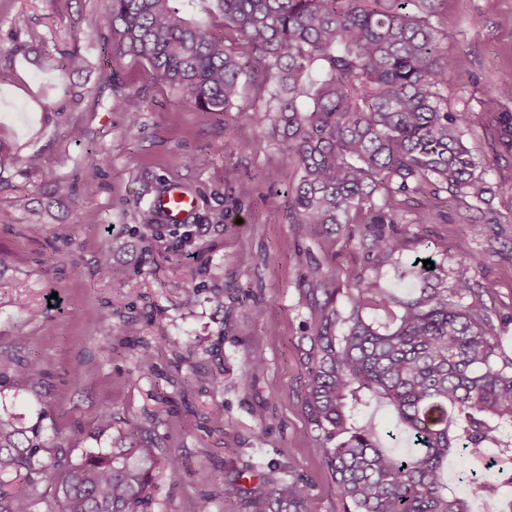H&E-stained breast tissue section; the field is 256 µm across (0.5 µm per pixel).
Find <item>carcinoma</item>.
<instances>
[{
	"label": "carcinoma",
	"mask_w": 512,
	"mask_h": 512,
	"mask_svg": "<svg viewBox=\"0 0 512 512\" xmlns=\"http://www.w3.org/2000/svg\"><path fill=\"white\" fill-rule=\"evenodd\" d=\"M181 0H110L112 49L146 62L186 101L206 112H226L244 87L267 91L256 123L280 137L299 168L288 198V223L360 224L367 260L400 256L428 221L409 212L418 196L439 204L451 194L479 209L488 191L468 148L458 138L467 113L450 112L441 90L447 67L438 56L440 0H212L224 31L184 19ZM66 52L54 67L82 66ZM422 287L396 296L380 287L378 269L361 270L342 288L315 276L309 293L315 318L303 353V407L320 432V451L336 483L341 512H470L469 499L489 492L479 478L469 494L448 489L452 450L499 455L512 448V358L494 336L493 315L478 288L459 278L430 286L436 270L411 262ZM349 309L337 306L339 296ZM383 311L388 322L365 315ZM384 400L411 443L405 455L380 445L361 423L369 400ZM89 438L78 427L54 444L27 429L12 405L0 403V512H34L27 486L41 475L59 512H147L148 488L179 464L151 438V425L132 423L112 451L68 465L66 449ZM262 507L251 512H308L295 471L274 470Z\"/></svg>",
	"instance_id": "obj_1"
}]
</instances>
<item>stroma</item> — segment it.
Masks as SVG:
<instances>
[{
  "instance_id": "obj_1",
  "label": "stroma",
  "mask_w": 512,
  "mask_h": 512,
  "mask_svg": "<svg viewBox=\"0 0 512 512\" xmlns=\"http://www.w3.org/2000/svg\"><path fill=\"white\" fill-rule=\"evenodd\" d=\"M107 11L108 0H0V145L37 159L33 167L0 165V402L47 442L95 427L106 409L116 434L150 423L180 473L154 480L149 512H193L205 496L212 512H246L241 489L264 495L262 475L290 465L309 512H339L301 405L307 288L312 270L344 279L364 269L365 252L342 230L332 246L314 231L295 235V166L253 119L264 91L251 87L229 111L202 113L147 64L106 50ZM435 25L448 109L469 113L462 140L489 190L478 211L456 201L429 208L401 261L430 255L444 279L492 283L484 303L508 313L512 148L500 142L485 102L512 74V0H445ZM73 48L84 59L80 71L64 78L44 66V56ZM127 96L141 101L137 121L118 106ZM72 125L82 140L68 136ZM92 160L100 171L88 181ZM172 182L196 199L189 223H165L151 206ZM465 218L481 225V236L459 234ZM107 234L118 249L103 269L97 246ZM299 249L311 267L296 265ZM192 287L188 307L182 299ZM35 308L44 320L32 318ZM125 321L138 335H113ZM255 346L265 356L256 370L247 364ZM30 359L39 373L16 376V363ZM205 374L215 383L200 384ZM485 468V458L464 455L446 470L460 496L462 470L494 485L472 512H495L497 496L512 495Z\"/></svg>"
}]
</instances>
